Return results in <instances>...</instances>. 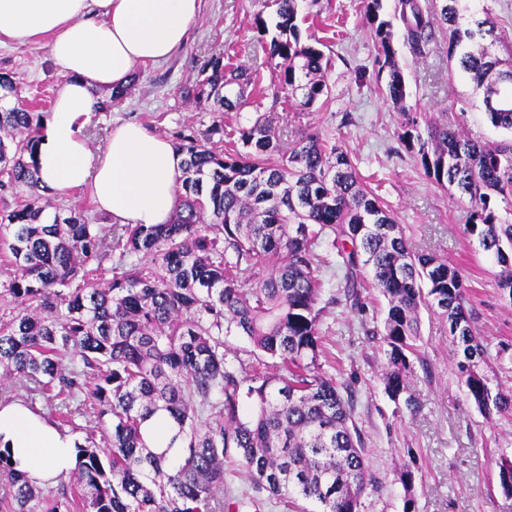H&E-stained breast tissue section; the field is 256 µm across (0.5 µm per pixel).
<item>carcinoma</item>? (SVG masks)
I'll return each instance as SVG.
<instances>
[{
  "mask_svg": "<svg viewBox=\"0 0 512 512\" xmlns=\"http://www.w3.org/2000/svg\"><path fill=\"white\" fill-rule=\"evenodd\" d=\"M276 33L261 46L276 61L273 98L296 111L328 94L329 58L300 44L297 0H275ZM475 0H441L433 14L420 0H365L386 93L401 112L400 141L437 185L469 205L467 231L502 266L499 288L512 296V138L479 141L462 128L430 121L406 107L407 83L393 46L395 22L413 52L423 55L435 27L448 30V63L483 91L490 123L512 133V50L489 9ZM204 78L181 95L212 112H239L250 77L212 54ZM0 89L17 98L0 108V280L3 375L31 383L30 404L47 392L95 418L104 446L77 447L71 479L78 498L47 494L14 471L0 451L8 496L4 512H264L271 500L309 501L316 512H361L377 487L341 384L322 369L321 267L324 242L336 256L345 300L359 304L371 286L386 300L389 346L385 392L412 404L409 354L419 312L440 310L458 347V374L485 414L512 412V395L492 392L480 368L487 345L475 336L466 283L454 266L412 252L393 213L368 189L347 151L312 132L282 147L272 126L257 118L224 140V121L201 134L180 132L184 155L181 208L169 224H122L111 236L85 210L57 213L8 198L39 199L34 164L42 115L19 99L11 76ZM506 204L500 214L496 202ZM115 249L131 261L101 287L103 261ZM370 269L373 284L363 277ZM244 336L273 360L271 372L248 373L227 359L224 337ZM249 403V415L240 414ZM164 415L172 436L160 452L143 425ZM172 448L182 459L172 463ZM237 466L250 491L235 489ZM503 493L512 496V460L498 463Z\"/></svg>",
  "mask_w": 512,
  "mask_h": 512,
  "instance_id": "cac0c4a2",
  "label": "carcinoma"
}]
</instances>
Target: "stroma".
Instances as JSON below:
<instances>
[{"instance_id":"35a3bbf8","label":"stroma","mask_w":512,"mask_h":512,"mask_svg":"<svg viewBox=\"0 0 512 512\" xmlns=\"http://www.w3.org/2000/svg\"><path fill=\"white\" fill-rule=\"evenodd\" d=\"M258 14L275 24L273 0H201L186 46L167 62L139 67L130 94L95 113L93 127L135 121L167 137L183 129L204 132L215 113L181 98L178 88L198 80L204 56L213 53L229 54L251 73L256 87L270 88L275 63L264 54L253 25ZM298 24L303 42L322 43L331 58L327 103L298 113L267 98L261 107L225 114V130L262 115L284 144L317 131L347 150L363 181L394 213L410 249L433 253L462 270L474 331L490 348L485 372L492 387L512 392V298L498 286L501 267L467 232L464 203L430 180L401 144L402 118L377 78L363 0H299ZM394 47L411 111L459 125L473 139H506V132L487 120L480 95L449 76L445 29H436L427 55L417 56L399 35ZM1 71L10 74L35 111H49L58 77L45 44L0 46ZM323 278L327 356L322 366L348 387L352 420L379 482L378 490L364 497L362 512H512V497L503 494L498 477L500 459H512V415L485 416L470 400L456 369L447 320L421 310L418 355L408 379L414 403L393 401L381 381L387 367L380 334L385 299L370 287L361 307L351 308L342 301V277L327 268ZM407 469L413 474L408 490L401 482Z\"/></svg>"}]
</instances>
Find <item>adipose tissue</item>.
<instances>
[{
  "label": "adipose tissue",
  "instance_id": "obj_1",
  "mask_svg": "<svg viewBox=\"0 0 512 512\" xmlns=\"http://www.w3.org/2000/svg\"><path fill=\"white\" fill-rule=\"evenodd\" d=\"M201 0H0V44L48 40L59 81L43 120L35 162L41 184L64 196L89 189L118 224H167L179 207L183 156L166 137L136 123L113 128L92 148L85 129L101 93L128 85L136 69L182 49ZM75 435L19 401H0V450L33 484L76 466Z\"/></svg>",
  "mask_w": 512,
  "mask_h": 512
}]
</instances>
